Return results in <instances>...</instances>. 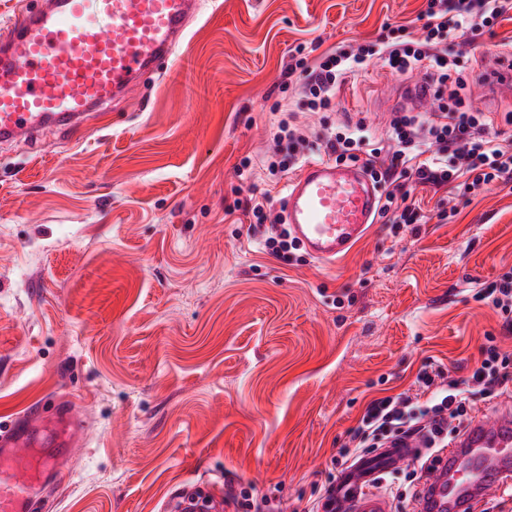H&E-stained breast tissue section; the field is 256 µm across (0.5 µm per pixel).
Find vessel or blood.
I'll return each mask as SVG.
<instances>
[{
	"label": "vessel or blood",
	"mask_w": 512,
	"mask_h": 512,
	"mask_svg": "<svg viewBox=\"0 0 512 512\" xmlns=\"http://www.w3.org/2000/svg\"><path fill=\"white\" fill-rule=\"evenodd\" d=\"M200 0H23L0 24V142L83 131L108 102L165 72ZM381 189L359 164L312 161L289 181L283 221L314 259L345 257L368 232ZM73 404L38 403L0 426V512H32L82 447ZM410 438L359 460L334 491L336 512H391L373 485L422 455ZM512 475V412L472 420L434 465L437 508L465 512Z\"/></svg>",
	"instance_id": "obj_1"
}]
</instances>
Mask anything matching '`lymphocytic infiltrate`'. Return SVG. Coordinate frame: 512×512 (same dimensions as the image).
<instances>
[{"label": "lymphocytic infiltrate", "mask_w": 512, "mask_h": 512, "mask_svg": "<svg viewBox=\"0 0 512 512\" xmlns=\"http://www.w3.org/2000/svg\"><path fill=\"white\" fill-rule=\"evenodd\" d=\"M511 11L512 0H426L421 13L422 37L342 49L314 62L302 52L292 54L288 70L300 73L301 104L312 112L328 109L337 85L362 71L367 57H378L400 74L426 69L438 104L436 112L396 113L381 146L368 151L359 130L342 126L323 136L328 159L363 162L382 187L379 216L392 232L426 221L421 208L409 201L406 179L449 193L460 189L473 196L492 182L512 187V145L495 143L490 137L491 119L473 111L462 95L467 78L458 55L441 47L450 31L489 33ZM272 141L267 168L285 173L299 162L309 137L302 126L283 121ZM236 207L249 217L254 229L263 232L268 253L284 259L297 249V241L268 199L249 197L237 201ZM474 298L491 305L501 316L503 331L512 334V271L485 284ZM416 381L423 404L412 406L410 397L403 394L370 401L348 444L334 458V466L347 464L356 449L380 448L392 438L421 436L431 452L447 447L449 434L460 433L476 410L469 398L472 388H479L489 400L506 392L512 382V353L502 350L490 336L482 348L479 367L467 380L446 377L442 368L427 365Z\"/></svg>", "instance_id": "lymphocytic-infiltrate-1"}]
</instances>
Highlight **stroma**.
Here are the masks:
<instances>
[{"instance_id": "obj_1", "label": "stroma", "mask_w": 512, "mask_h": 512, "mask_svg": "<svg viewBox=\"0 0 512 512\" xmlns=\"http://www.w3.org/2000/svg\"><path fill=\"white\" fill-rule=\"evenodd\" d=\"M202 2L166 74L83 134L0 143V421L68 400L86 424L35 512H165L197 482L275 490L301 512L372 399L414 394L428 362L468 377L488 336L512 351L473 298L512 270V189L411 186L429 223L396 236L373 224L333 264L265 253L233 208L249 194L284 204L287 177L266 169L274 105L309 127L305 158L321 160L324 124L384 136L383 100L424 79L373 58L314 114L285 75L292 50L312 62L400 27L421 35L426 0ZM447 43L469 69L468 101L512 140V91L489 80L512 58V13Z\"/></svg>"}]
</instances>
